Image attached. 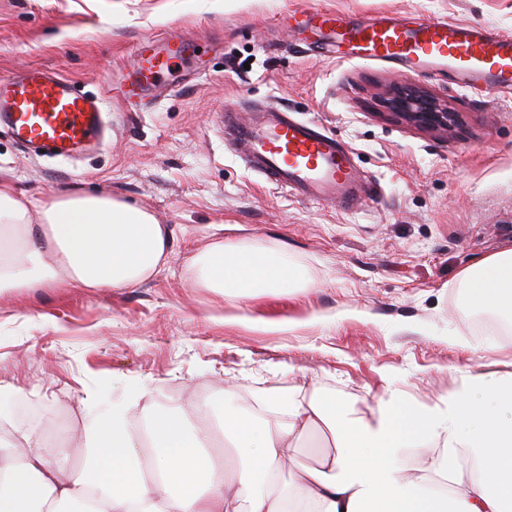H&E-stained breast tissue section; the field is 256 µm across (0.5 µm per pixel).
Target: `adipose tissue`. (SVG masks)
Listing matches in <instances>:
<instances>
[{
  "label": "adipose tissue",
  "instance_id": "obj_1",
  "mask_svg": "<svg viewBox=\"0 0 512 512\" xmlns=\"http://www.w3.org/2000/svg\"><path fill=\"white\" fill-rule=\"evenodd\" d=\"M168 252L166 225L112 193L61 192L35 207L0 184V293L128 288L154 276ZM192 270L240 298L309 285L286 254L220 240ZM462 286L466 305L512 329V250L471 266ZM132 407L112 403L97 419L86 437L92 461L79 471L40 447L36 429L1 421L0 512H512L511 369L468 374L462 391L430 405L391 397L369 420L327 396L259 402L249 417L224 420L239 462L229 481L209 432L183 414L139 426ZM315 427L336 452L304 467L297 442ZM408 447L422 450L416 466L400 459ZM282 472L287 483L271 488Z\"/></svg>",
  "mask_w": 512,
  "mask_h": 512
}]
</instances>
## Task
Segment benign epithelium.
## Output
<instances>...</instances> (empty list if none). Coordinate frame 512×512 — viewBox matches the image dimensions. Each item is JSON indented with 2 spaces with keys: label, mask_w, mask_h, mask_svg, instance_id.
Listing matches in <instances>:
<instances>
[{
  "label": "benign epithelium",
  "mask_w": 512,
  "mask_h": 512,
  "mask_svg": "<svg viewBox=\"0 0 512 512\" xmlns=\"http://www.w3.org/2000/svg\"><path fill=\"white\" fill-rule=\"evenodd\" d=\"M387 108L407 123L428 130H448L456 113L427 91L413 85L395 88L386 100Z\"/></svg>",
  "instance_id": "benign-epithelium-1"
}]
</instances>
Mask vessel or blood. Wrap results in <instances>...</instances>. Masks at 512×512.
<instances>
[{"label": "vessel or blood", "mask_w": 512, "mask_h": 512, "mask_svg": "<svg viewBox=\"0 0 512 512\" xmlns=\"http://www.w3.org/2000/svg\"><path fill=\"white\" fill-rule=\"evenodd\" d=\"M288 25L307 34L325 55L373 60L417 74L451 75L467 88L512 93V34L484 23L381 12L362 19L308 7ZM193 38L178 32L142 40L128 73L127 100L141 97L193 57ZM36 156L70 157L99 142L107 128L99 97L80 93L65 77L40 66L0 80V125ZM219 126L249 168L309 203H354L360 194L350 151L332 134L300 122L278 106L254 107L248 118L223 110Z\"/></svg>", "instance_id": "1"}]
</instances>
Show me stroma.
Instances as JSON below:
<instances>
[{
	"instance_id": "obj_1",
	"label": "stroma",
	"mask_w": 512,
	"mask_h": 512,
	"mask_svg": "<svg viewBox=\"0 0 512 512\" xmlns=\"http://www.w3.org/2000/svg\"><path fill=\"white\" fill-rule=\"evenodd\" d=\"M308 6L512 33V0H0V77L56 71L100 97L111 122L104 146L70 160L29 155L0 127V181L36 203L108 190L172 234L168 268L136 287L0 293L10 418L34 427L68 416L72 468L88 461L86 427L134 396L145 418L204 404L191 419L202 430L297 389L368 417L391 395L425 405L460 390L466 372L512 362V337L478 324L460 284L476 261L512 249V95L312 55L284 22ZM172 31L203 43V75L175 69L164 97L126 105L115 86L134 45ZM400 83L447 100L458 122L433 132L397 119L382 100ZM256 105L336 135L365 195L312 204L250 171L216 114ZM220 238L287 252L310 288L242 299L205 287L187 267ZM267 322L291 329L266 333ZM90 390L99 398L88 406Z\"/></svg>"
}]
</instances>
